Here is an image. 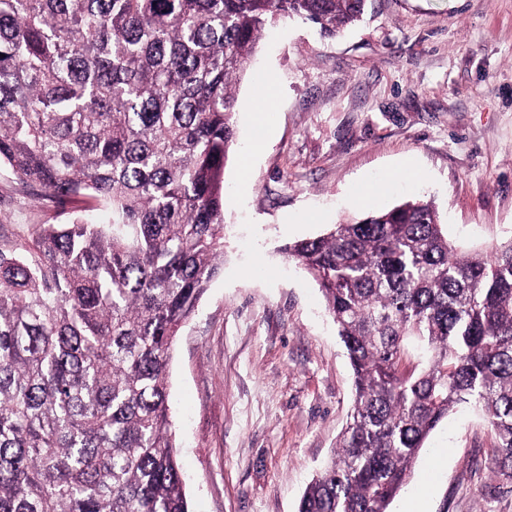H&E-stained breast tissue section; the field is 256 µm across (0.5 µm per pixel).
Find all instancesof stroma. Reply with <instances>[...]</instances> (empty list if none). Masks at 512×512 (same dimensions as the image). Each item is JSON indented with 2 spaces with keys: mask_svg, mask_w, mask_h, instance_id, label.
I'll list each match as a JSON object with an SVG mask.
<instances>
[{
  "mask_svg": "<svg viewBox=\"0 0 512 512\" xmlns=\"http://www.w3.org/2000/svg\"><path fill=\"white\" fill-rule=\"evenodd\" d=\"M236 96L224 257L174 345V431L191 512H296L354 382L317 285L280 248L418 197L461 250L512 238V0H367L332 38L279 20ZM79 212L0 165L1 244ZM490 446L478 411L451 412L392 512H512V489L488 476Z\"/></svg>",
  "mask_w": 512,
  "mask_h": 512,
  "instance_id": "stroma-1",
  "label": "stroma"
}]
</instances>
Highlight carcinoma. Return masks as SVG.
Wrapping results in <instances>:
<instances>
[{"label":"carcinoma","instance_id":"cac0c4a2","mask_svg":"<svg viewBox=\"0 0 512 512\" xmlns=\"http://www.w3.org/2000/svg\"><path fill=\"white\" fill-rule=\"evenodd\" d=\"M365 6L0 0V164L109 212L0 244V512H190L168 366L224 255L234 81L268 26L334 36ZM282 251L319 286L355 388L297 512H390L459 405L482 412L512 486V240L461 252L412 200Z\"/></svg>","mask_w":512,"mask_h":512}]
</instances>
